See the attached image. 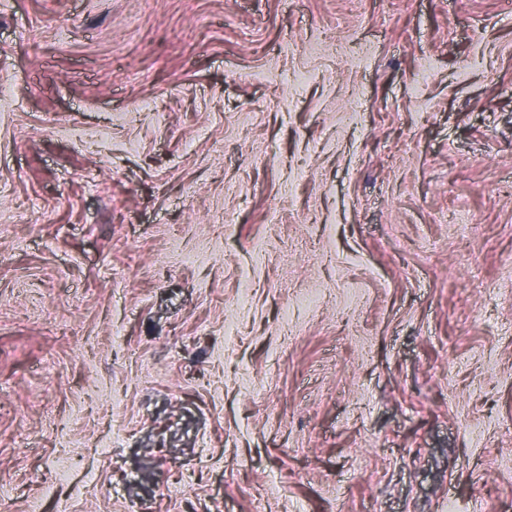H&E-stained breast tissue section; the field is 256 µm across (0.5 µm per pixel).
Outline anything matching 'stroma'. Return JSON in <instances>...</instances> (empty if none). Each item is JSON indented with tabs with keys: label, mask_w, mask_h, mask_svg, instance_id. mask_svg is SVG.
<instances>
[{
	"label": "stroma",
	"mask_w": 512,
	"mask_h": 512,
	"mask_svg": "<svg viewBox=\"0 0 512 512\" xmlns=\"http://www.w3.org/2000/svg\"><path fill=\"white\" fill-rule=\"evenodd\" d=\"M1 85V512H512V0H0Z\"/></svg>",
	"instance_id": "1"
}]
</instances>
